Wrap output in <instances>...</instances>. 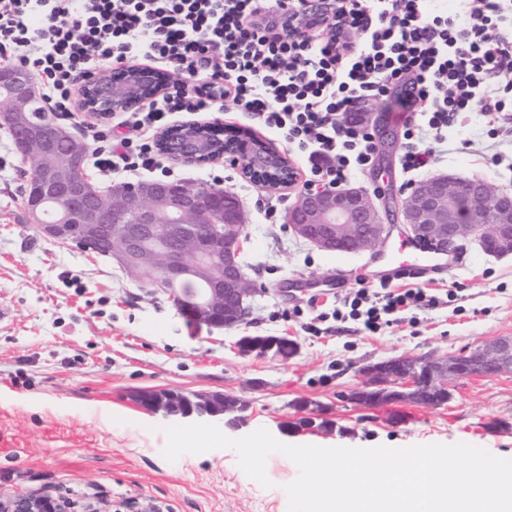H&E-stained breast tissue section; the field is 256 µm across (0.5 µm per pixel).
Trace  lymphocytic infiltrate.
I'll return each mask as SVG.
<instances>
[{
    "mask_svg": "<svg viewBox=\"0 0 512 512\" xmlns=\"http://www.w3.org/2000/svg\"><path fill=\"white\" fill-rule=\"evenodd\" d=\"M290 0H0V60L28 70L55 111L72 109L75 78L144 58L177 74L167 91L116 124L92 125L94 168L155 172V135L179 112L215 107L247 112L306 158L311 178L339 184L368 167L375 151L359 102L412 90L400 165L418 174L463 113H505L512 86L498 78L512 63V0H343L327 40L278 31L271 17ZM376 19L362 23L363 15ZM425 288L382 282L344 302L351 319L377 332L409 307L438 308Z\"/></svg>",
    "mask_w": 512,
    "mask_h": 512,
    "instance_id": "f902f5d3",
    "label": "lymphocytic infiltrate"
}]
</instances>
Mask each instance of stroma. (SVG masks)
Returning <instances> with one entry per match:
<instances>
[{"label":"stroma","instance_id":"stroma-1","mask_svg":"<svg viewBox=\"0 0 512 512\" xmlns=\"http://www.w3.org/2000/svg\"><path fill=\"white\" fill-rule=\"evenodd\" d=\"M201 120L248 132L303 157L260 122L230 110ZM481 113L468 114L452 150L437 152L431 173L481 177L512 192V153L494 159ZM401 145L376 152L370 167L348 176L351 186L381 190L376 205L394 207L407 187ZM171 178L234 193L247 217L242 251L253 294L247 322L209 332L186 326L167 296L109 258L73 244L39 238L27 219L30 170L0 128V499L47 492L75 505L120 507L154 503L159 512H287L286 484L298 475L286 456L268 457L271 488H263L224 449L163 458L165 437L141 427L145 410L135 391L170 389L234 395L248 404L236 438L264 428L288 442L322 440L371 448L467 443L512 457V373L456 384L439 408L413 403L366 408L345 400L359 384L356 366L382 358L442 356L512 336V256L487 255L476 241L457 250V264L433 287L454 289L435 310H411L372 334L337 321L338 299L358 283L379 287L378 256L330 254L295 237L286 215L303 185L273 190L221 161L199 168L167 160ZM392 227L402 228L395 214ZM317 279L308 294L294 279ZM288 336L299 354L274 360L241 355L239 337ZM310 406L325 407L329 428H300Z\"/></svg>","mask_w":512,"mask_h":512}]
</instances>
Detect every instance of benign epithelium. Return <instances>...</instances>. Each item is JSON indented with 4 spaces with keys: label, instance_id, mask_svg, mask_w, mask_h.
I'll return each mask as SVG.
<instances>
[{
    "label": "benign epithelium",
    "instance_id": "benign-epithelium-1",
    "mask_svg": "<svg viewBox=\"0 0 512 512\" xmlns=\"http://www.w3.org/2000/svg\"><path fill=\"white\" fill-rule=\"evenodd\" d=\"M308 14L331 20L336 0H306ZM168 84L162 72L131 64L121 79L109 72L89 79L83 87L84 110L100 119L124 112L161 95ZM41 101L36 78L11 66H0V111L19 152L35 151L41 163L31 170L26 206L38 236L57 243H74L87 251L101 245L104 255L125 269L149 273L146 283L168 295L178 315L195 329L228 330L250 315L252 289L239 263L246 240V215L236 195L200 186L188 191L178 182L143 181L113 184L103 189L85 173V140L53 122L48 115L32 116ZM220 129L215 122H190L158 132L157 150L185 164L205 166L225 159L244 177L271 189L298 182L299 172L288 155L278 150L257 151L242 138L216 150L207 134ZM365 187L305 189L288 211L292 233L324 252L373 253L387 237ZM53 205L58 216L44 223L42 210ZM410 233L427 248L446 253L464 239H472L496 257L512 255V193L479 177L461 178L439 173L414 184L401 201ZM199 287L189 292L186 282ZM297 353L286 336H243L239 350L273 358L285 347ZM512 373V337L492 341L442 357H390L358 368L360 389L376 388L418 401L424 390L447 392L463 378ZM147 409L165 417L211 415L208 395L182 396L174 390H145ZM236 399L225 404L227 426L245 423ZM0 512H72L70 503L50 494H24L6 502Z\"/></svg>",
    "mask_w": 512,
    "mask_h": 512
}]
</instances>
